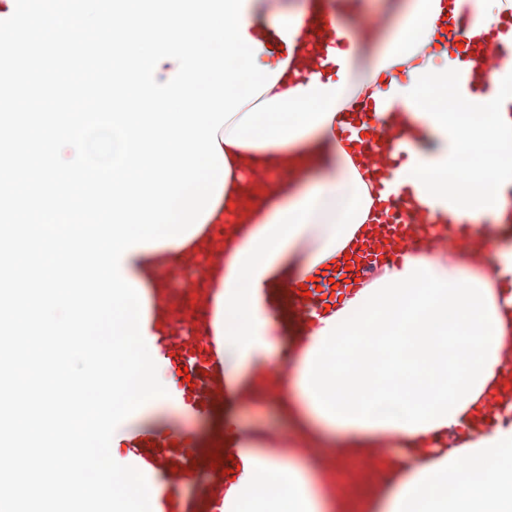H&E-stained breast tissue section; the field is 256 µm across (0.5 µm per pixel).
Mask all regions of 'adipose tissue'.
<instances>
[{"label": "adipose tissue", "mask_w": 512, "mask_h": 512, "mask_svg": "<svg viewBox=\"0 0 512 512\" xmlns=\"http://www.w3.org/2000/svg\"><path fill=\"white\" fill-rule=\"evenodd\" d=\"M445 2L380 0L361 32L358 0H280L266 18L246 2L259 64L282 73L217 134L229 173L209 221L223 223L232 204L243 213L209 279L224 339L220 409L189 439L196 461H237L224 512H512V416L481 411L490 391L512 397V157L500 151L512 143V82L475 70L479 123L436 104L454 68L435 36ZM456 8L475 37L512 18L506 0ZM333 14L350 41L341 70L301 76L317 18ZM362 94L394 104L366 120L415 147L398 183L451 246H408L314 327L288 333L287 288L344 262L376 215L364 166L340 142ZM473 224L484 241L468 246ZM205 237L123 257L158 319L170 274ZM258 407L279 425L240 427ZM464 428L469 438L449 449Z\"/></svg>", "instance_id": "obj_1"}]
</instances>
